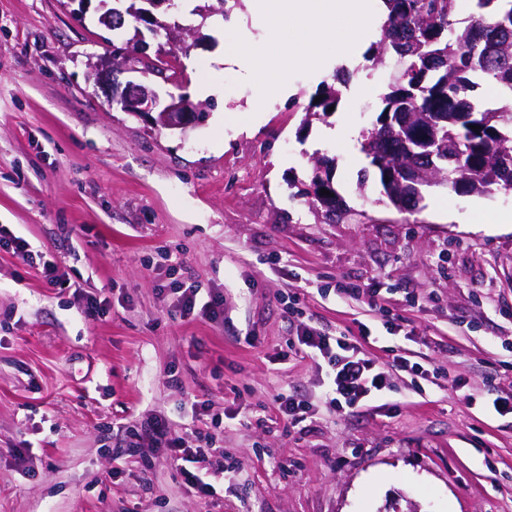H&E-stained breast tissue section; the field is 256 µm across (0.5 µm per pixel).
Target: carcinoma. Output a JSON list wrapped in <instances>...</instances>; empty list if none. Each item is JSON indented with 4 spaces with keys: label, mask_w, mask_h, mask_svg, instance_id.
I'll return each instance as SVG.
<instances>
[{
    "label": "carcinoma",
    "mask_w": 512,
    "mask_h": 512,
    "mask_svg": "<svg viewBox=\"0 0 512 512\" xmlns=\"http://www.w3.org/2000/svg\"><path fill=\"white\" fill-rule=\"evenodd\" d=\"M384 4L387 19L365 58L373 70L391 63L395 68L361 142L368 167L358 179L359 191L372 171L388 201L410 213L417 212L425 187L446 186L461 195L512 191V0H476L478 11L464 19L457 18L456 0ZM127 16L144 21L135 0L125 12L115 11L112 30L123 28ZM348 80L337 74L334 82L321 84L302 106L304 121L339 106L340 86ZM487 81L509 91L508 105L492 108L482 101L478 89ZM334 169L333 159L316 158L300 195L332 222L338 213L362 215L337 192Z\"/></svg>",
    "instance_id": "cac0c4a2"
}]
</instances>
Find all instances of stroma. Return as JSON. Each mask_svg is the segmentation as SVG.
Here are the masks:
<instances>
[{
    "instance_id": "obj_1",
    "label": "stroma",
    "mask_w": 512,
    "mask_h": 512,
    "mask_svg": "<svg viewBox=\"0 0 512 512\" xmlns=\"http://www.w3.org/2000/svg\"><path fill=\"white\" fill-rule=\"evenodd\" d=\"M176 16L197 31L170 47L180 87L207 113L186 131L109 106L88 80L111 48L100 0H0V225L28 255L0 251V512H512V415L484 403L512 391V224L459 223L512 209V192L460 197L428 188L399 211L377 181L358 191L360 151L380 99L359 91L381 74L356 68L336 112L305 121L320 78L296 74L298 107L241 106L254 90L223 71L231 26ZM222 72V98L200 87ZM366 223H326L297 197L316 156ZM198 301L224 295V317L182 315L168 270ZM380 289L378 305L344 295ZM109 309L88 317L87 297ZM344 335L389 370L370 406L343 413L324 370L289 339ZM432 371L421 379L394 354ZM312 403L294 425L278 394ZM225 412V467L208 504L181 483L164 449L125 423L170 420L193 441L191 401Z\"/></svg>"
}]
</instances>
